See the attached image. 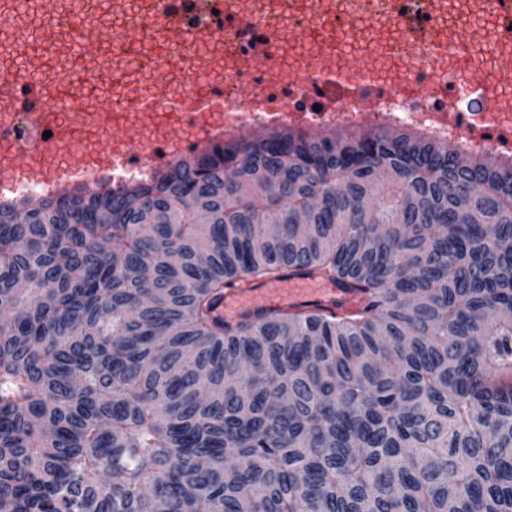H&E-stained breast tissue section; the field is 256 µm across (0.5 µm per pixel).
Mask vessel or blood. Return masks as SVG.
Here are the masks:
<instances>
[{
	"label": "vessel or blood",
	"instance_id": "1",
	"mask_svg": "<svg viewBox=\"0 0 512 512\" xmlns=\"http://www.w3.org/2000/svg\"><path fill=\"white\" fill-rule=\"evenodd\" d=\"M385 4L391 25L406 41L415 45L431 42L436 13L418 12L414 0H385ZM33 6L30 0H0V23H13ZM34 7L43 19L41 30L16 31L0 48V80L11 85L0 95V173L17 176L35 171L56 187L85 185L118 162L150 170L183 162L204 142L223 141L228 112L265 110L296 125L300 118L287 106L296 95H305L309 107L322 112H377L387 96L398 91L397 85L375 82L379 59L358 55L347 67H338L334 58L346 50L344 36L319 15H308L305 25L329 33L330 42L308 44L304 75L276 78L272 56L283 49L285 41L280 30L253 14L251 0H152L154 26L169 33L170 39L152 51L151 76L161 85L173 83L174 88L138 101L139 110L151 114L161 133L159 141L144 145L132 140L114 112L131 98L127 78H114L110 98L91 97L86 93L90 78L84 66L91 59L119 58L126 70L140 69L142 58L132 51L142 37L139 23L110 26L106 16L87 10L85 0H39ZM483 8L501 32L512 29V0H483ZM201 39L231 40L248 80L228 90L223 81L198 68L191 73L192 89H182V73L172 62L181 56L186 43ZM62 49L76 66L57 81L27 64L33 55L54 56ZM471 68L467 43L432 52L419 69L422 89L436 91L443 112L454 111L458 86H470L478 94L484 91L472 82ZM58 110L71 112L80 122L94 119L98 146L87 147L73 130L56 127L52 116ZM19 116L24 117L33 138L26 147L12 139ZM365 302L361 290L315 273L286 271L277 279L226 289L216 314L227 323L296 311L345 317L357 313Z\"/></svg>",
	"mask_w": 512,
	"mask_h": 512
}]
</instances>
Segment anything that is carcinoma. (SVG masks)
<instances>
[{"label": "carcinoma", "mask_w": 512, "mask_h": 512, "mask_svg": "<svg viewBox=\"0 0 512 512\" xmlns=\"http://www.w3.org/2000/svg\"><path fill=\"white\" fill-rule=\"evenodd\" d=\"M461 152L289 128L0 206V512H512V159ZM287 269L367 304L214 316Z\"/></svg>", "instance_id": "1"}]
</instances>
